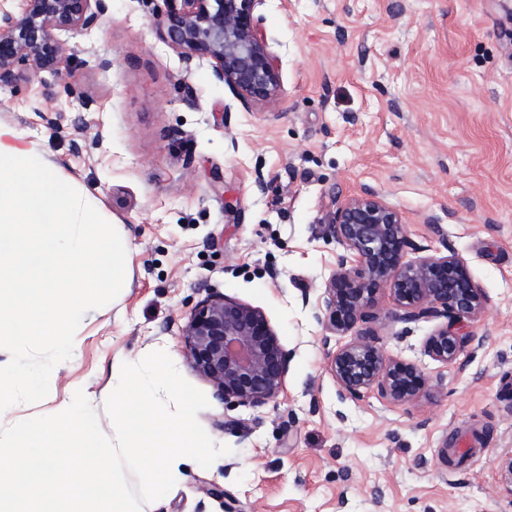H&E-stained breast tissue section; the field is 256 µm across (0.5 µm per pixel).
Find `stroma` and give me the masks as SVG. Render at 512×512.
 Masks as SVG:
<instances>
[{
  "label": "stroma",
  "mask_w": 512,
  "mask_h": 512,
  "mask_svg": "<svg viewBox=\"0 0 512 512\" xmlns=\"http://www.w3.org/2000/svg\"><path fill=\"white\" fill-rule=\"evenodd\" d=\"M169 8L111 0L69 39L61 77L0 87V124L131 247L129 288L81 320L50 396L0 425L53 414L79 386L111 434L113 364L162 350L232 452L186 464L142 512H196L207 482L225 497L209 512H512V0H255L282 75L269 106L243 104L209 64L185 67L157 33ZM370 191L415 244L458 253L488 299L468 327L479 344L447 366L424 352L433 323L392 322L380 289V346L429 378L407 404L340 399L314 317L343 251L320 227ZM213 291L260 309L288 354L263 407L219 400L187 363L180 329ZM457 431L478 452L453 471L438 451Z\"/></svg>",
  "instance_id": "35a3bbf8"
}]
</instances>
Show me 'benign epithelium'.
I'll return each instance as SVG.
<instances>
[{
  "label": "benign epithelium",
  "instance_id": "benign-epithelium-1",
  "mask_svg": "<svg viewBox=\"0 0 512 512\" xmlns=\"http://www.w3.org/2000/svg\"><path fill=\"white\" fill-rule=\"evenodd\" d=\"M22 17L0 4V86L25 72H59L64 51L61 34L87 35L107 12V0H22ZM160 24L163 42L186 65L206 60L215 78L244 102L271 104L281 89L279 66L258 32L255 0H180ZM342 245L336 270L325 283L324 302L315 312L328 344L333 336L350 340L329 353V370L339 396L357 398L375 389L393 403L415 400L429 379L412 362L389 358L376 342V294L390 290L396 310L390 318L403 324L441 320L426 337L433 360L456 362L476 340L461 329L486 311L483 290L465 261L413 244L401 214L377 193L341 203L323 225ZM190 367L210 383L216 396L253 408L263 407L283 391L287 354L264 313L251 305L211 293L200 301L181 328Z\"/></svg>",
  "mask_w": 512,
  "mask_h": 512
}]
</instances>
